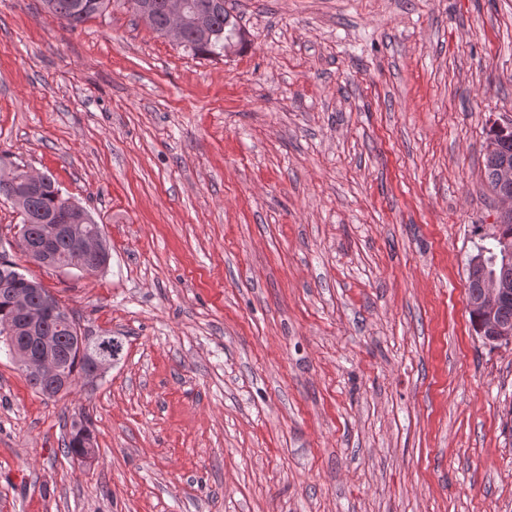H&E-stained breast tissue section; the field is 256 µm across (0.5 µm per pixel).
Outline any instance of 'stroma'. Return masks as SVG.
<instances>
[{
	"label": "stroma",
	"instance_id": "1",
	"mask_svg": "<svg viewBox=\"0 0 512 512\" xmlns=\"http://www.w3.org/2000/svg\"><path fill=\"white\" fill-rule=\"evenodd\" d=\"M224 6L248 42L204 58L124 0H0V154L112 258L30 261L3 202L0 251L122 342L51 400L0 354V512H512V344L467 307L512 0ZM42 4L48 14L74 29L88 18L108 11L112 0H42ZM92 421L88 414L81 413L78 417H73L70 423V432L68 440L64 442V454L75 458L92 441L94 444L93 431L91 429Z\"/></svg>",
	"mask_w": 512,
	"mask_h": 512
}]
</instances>
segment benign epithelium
Wrapping results in <instances>:
<instances>
[{"label": "benign epithelium", "mask_w": 512, "mask_h": 512, "mask_svg": "<svg viewBox=\"0 0 512 512\" xmlns=\"http://www.w3.org/2000/svg\"><path fill=\"white\" fill-rule=\"evenodd\" d=\"M496 187L494 193L502 203L500 218L512 219V161L503 158L497 163ZM19 169L5 162L0 165V190L5 192L20 181ZM488 237L495 241L492 252L496 269L480 274L479 291L468 299V307L483 314L482 335L495 342L512 343V321H503L496 311L512 303V237L498 235V225H493ZM64 239L70 243L71 259L88 268L95 264L107 250L103 236L91 238L83 232L81 224H65L60 219L46 220L40 225L38 234L21 239V248L29 259L44 264L50 261L53 248ZM36 284L14 294L15 307L21 320L10 328L13 336L22 337L24 349L13 350V359L22 374L29 379L59 383L62 380V361L57 351L58 337L54 336L52 321L67 314L62 305L45 300L38 312L30 310V294ZM95 351V366L90 378L99 377L112 361L117 351L112 340L101 336L90 340Z\"/></svg>", "instance_id": "obj_1"}]
</instances>
